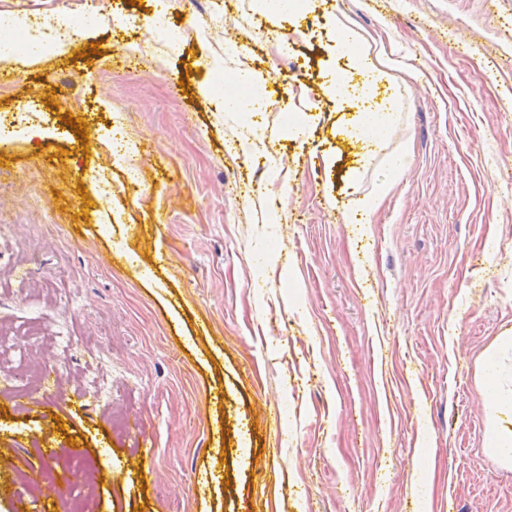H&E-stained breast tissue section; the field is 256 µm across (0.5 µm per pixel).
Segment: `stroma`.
Listing matches in <instances>:
<instances>
[{
    "label": "stroma",
    "mask_w": 512,
    "mask_h": 512,
    "mask_svg": "<svg viewBox=\"0 0 512 512\" xmlns=\"http://www.w3.org/2000/svg\"><path fill=\"white\" fill-rule=\"evenodd\" d=\"M316 4L82 0L73 42L0 55V114H43L0 138V328L99 338L35 345L66 369L56 404L0 410V512H44L23 475L47 446L96 466L71 512H512L480 377L512 336V0ZM333 13L394 61L370 157ZM239 66L276 106L260 124L222 107ZM397 114L390 105H382L376 111L362 112L355 129L356 137L364 142L369 149L376 148L385 140Z\"/></svg>",
    "instance_id": "1"
}]
</instances>
